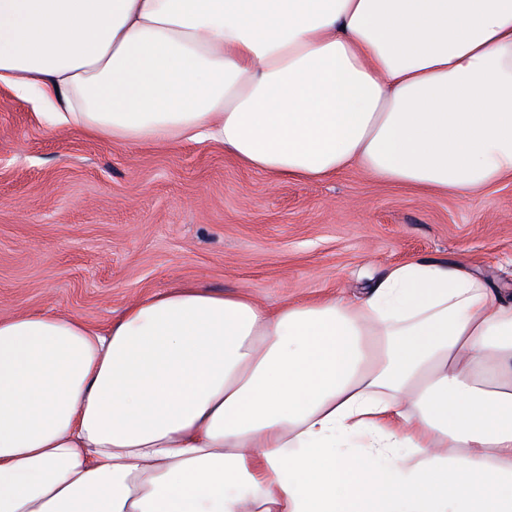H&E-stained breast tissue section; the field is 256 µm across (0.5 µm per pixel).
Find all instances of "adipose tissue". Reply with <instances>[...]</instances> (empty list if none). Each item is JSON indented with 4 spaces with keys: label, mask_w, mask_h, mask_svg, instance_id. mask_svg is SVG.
Segmentation results:
<instances>
[{
    "label": "adipose tissue",
    "mask_w": 512,
    "mask_h": 512,
    "mask_svg": "<svg viewBox=\"0 0 512 512\" xmlns=\"http://www.w3.org/2000/svg\"><path fill=\"white\" fill-rule=\"evenodd\" d=\"M0 84L275 179L512 176V0H0ZM0 512H512V293L408 260L357 298L0 319Z\"/></svg>",
    "instance_id": "adipose-tissue-1"
}]
</instances>
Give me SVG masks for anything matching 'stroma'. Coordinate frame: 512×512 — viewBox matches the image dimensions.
Instances as JSON below:
<instances>
[{"mask_svg": "<svg viewBox=\"0 0 512 512\" xmlns=\"http://www.w3.org/2000/svg\"><path fill=\"white\" fill-rule=\"evenodd\" d=\"M412 258L463 259L512 288V180L469 199L356 168L275 181L216 143L48 129L0 85V318L103 327L183 281L269 305L361 295Z\"/></svg>", "mask_w": 512, "mask_h": 512, "instance_id": "1", "label": "stroma"}]
</instances>
